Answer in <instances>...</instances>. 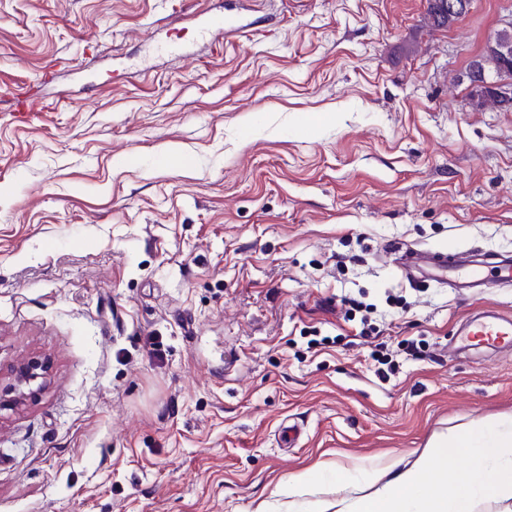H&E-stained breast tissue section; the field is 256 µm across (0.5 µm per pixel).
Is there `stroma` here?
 <instances>
[{
  "label": "stroma",
  "mask_w": 512,
  "mask_h": 512,
  "mask_svg": "<svg viewBox=\"0 0 512 512\" xmlns=\"http://www.w3.org/2000/svg\"><path fill=\"white\" fill-rule=\"evenodd\" d=\"M206 12L231 33L202 35ZM511 14L0 0V397L49 364L0 411V512H322L512 412V352L459 334L512 315V282L391 254L512 257V111L472 110L461 81Z\"/></svg>",
  "instance_id": "obj_1"
}]
</instances>
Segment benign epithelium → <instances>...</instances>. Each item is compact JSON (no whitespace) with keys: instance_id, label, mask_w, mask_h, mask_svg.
Returning a JSON list of instances; mask_svg holds the SVG:
<instances>
[{"instance_id":"1","label":"benign epithelium","mask_w":512,"mask_h":512,"mask_svg":"<svg viewBox=\"0 0 512 512\" xmlns=\"http://www.w3.org/2000/svg\"><path fill=\"white\" fill-rule=\"evenodd\" d=\"M469 11L467 4L462 0H445L440 5L439 14L443 17H461ZM512 17L505 18L500 28L490 37L482 51L473 56L464 71L463 78L467 82L468 104L472 108L485 109L490 103H496L500 109L512 106V79L507 71H502L499 77L488 80L485 74L483 55H496L508 58L512 56ZM46 366L38 361H30L18 365L15 369L17 382L20 385H29L41 377Z\"/></svg>"}]
</instances>
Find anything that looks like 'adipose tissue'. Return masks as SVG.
Listing matches in <instances>:
<instances>
[{"mask_svg":"<svg viewBox=\"0 0 512 512\" xmlns=\"http://www.w3.org/2000/svg\"><path fill=\"white\" fill-rule=\"evenodd\" d=\"M452 449L470 458L454 472ZM479 498L512 501V414L454 427L410 465L372 472L349 512H474Z\"/></svg>","mask_w":512,"mask_h":512,"instance_id":"ef3b65f1","label":"adipose tissue"}]
</instances>
